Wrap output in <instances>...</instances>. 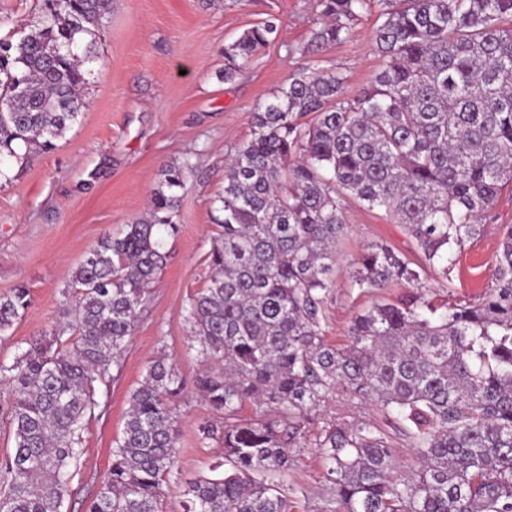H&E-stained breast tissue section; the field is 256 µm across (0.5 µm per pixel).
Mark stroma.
<instances>
[{"label":"stroma","mask_w":512,"mask_h":512,"mask_svg":"<svg viewBox=\"0 0 512 512\" xmlns=\"http://www.w3.org/2000/svg\"><path fill=\"white\" fill-rule=\"evenodd\" d=\"M271 15L281 21L277 40L245 63L235 80L224 82L225 44ZM319 22V0H114L77 122L52 149L27 165L12 164L10 181H0V296L22 285L31 300L13 335L0 340V361L9 363L59 322L61 294L87 252L145 213L161 167L184 161L193 166L181 192L177 230L166 238V264L124 349L121 369L114 380L96 386L106 408L85 425L68 512H84L86 498L97 491L122 435L129 394L150 361L165 357L188 380L201 368L190 347L187 307L209 283L225 162L249 138L252 112L303 69L342 73L351 94L379 72L377 12L359 15L343 43L301 54ZM341 208L348 233L323 323L335 345L345 342L351 319L377 297L395 299L407 291L395 284L380 295L360 292L352 285L355 259L377 242L410 257L416 252L403 226L383 211L348 196ZM507 224L512 225V187L503 190L483 234L453 250L448 278L428 277L427 287H449L456 299L482 296L492 285ZM356 421L369 422L390 440L400 472L417 467L415 449L377 407L337 389L311 412L301 445L292 451L284 479L288 512H333V486L324 476L317 442L329 423ZM207 422L219 425L223 419L186 390L177 406L178 453L163 512H182L187 481L210 475L220 458L221 441L200 435Z\"/></svg>","instance_id":"obj_1"}]
</instances>
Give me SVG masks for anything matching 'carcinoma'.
Returning <instances> with one entry per match:
<instances>
[{
	"label": "carcinoma",
	"instance_id": "1",
	"mask_svg": "<svg viewBox=\"0 0 512 512\" xmlns=\"http://www.w3.org/2000/svg\"><path fill=\"white\" fill-rule=\"evenodd\" d=\"M113 0H44L16 40L0 38V179L65 137L88 89L86 64ZM321 26L300 48L344 42L377 7L381 69L350 97L338 72L302 70L252 116L224 169L209 285L187 309L202 370L193 386L224 416L230 469L190 483L184 512H288L283 476L302 426L336 386L372 401L417 449L406 475L383 433L332 424L323 440L336 512H512V226L495 287L474 302L423 292L448 279L453 247L479 236L512 183V0H320ZM269 16L224 46V81L273 42ZM191 164L167 165L141 218L107 235L63 292L69 320L0 362V512H62L94 383L120 368L165 261ZM350 196L403 225L420 262L379 243L354 285L416 289L357 314L341 348L324 336ZM30 303L0 296V337ZM186 382L163 358L129 396L112 463L85 512H162ZM250 405L255 416L241 412Z\"/></svg>",
	"mask_w": 512,
	"mask_h": 512
}]
</instances>
